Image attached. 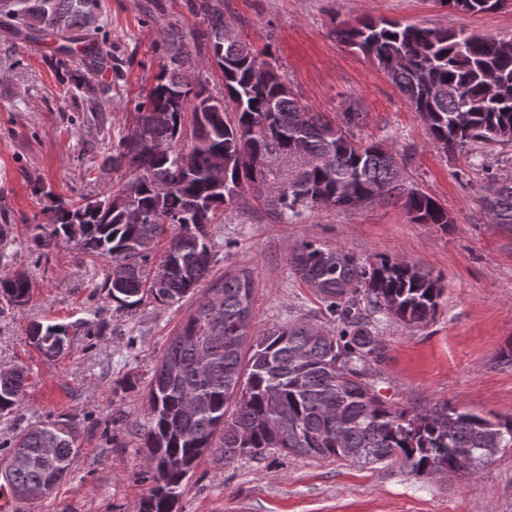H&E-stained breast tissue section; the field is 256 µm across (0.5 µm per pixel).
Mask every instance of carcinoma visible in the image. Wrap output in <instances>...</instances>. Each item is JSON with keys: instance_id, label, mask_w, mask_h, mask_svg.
<instances>
[{"instance_id": "1", "label": "carcinoma", "mask_w": 512, "mask_h": 512, "mask_svg": "<svg viewBox=\"0 0 512 512\" xmlns=\"http://www.w3.org/2000/svg\"><path fill=\"white\" fill-rule=\"evenodd\" d=\"M463 12H494L503 0H450ZM204 28L189 42L177 29L162 36L167 63L138 105V124L122 136L112 162L132 172L117 193L74 204L40 187L47 198L46 222L37 236L43 247L70 243L110 266L103 287L120 309L151 297L172 305L193 296L209 275L215 257L208 227L234 196L260 184L266 154L295 159L290 146L302 142L307 164L288 178L285 193L265 200L280 220L312 210L316 197L339 208H357L391 199L418 224L453 223L448 210L429 194L410 187L392 168L388 147L364 143L354 132L361 112L344 113L338 123L302 105L285 76L264 53L244 40L224 41L223 0H202ZM0 16L17 23L24 38L58 43L57 67L76 82L66 56L81 45L85 71L112 68V54L96 48L100 0H0ZM336 38L374 58L411 109L429 119L432 144L453 152L491 134L512 142V38H494L467 29L402 26L366 19L336 29ZM213 53L224 77V98L208 92L194 56ZM166 112L169 121L151 123ZM190 129H185L186 118ZM190 135L189 150L176 148ZM224 156V184L211 178L210 160ZM493 223L512 228V185L484 196ZM161 215L149 238L141 223ZM170 236L164 258L178 270L161 282L149 264L152 244ZM290 267L337 316L336 335L313 333L305 322L274 325L247 342L253 282L249 273L224 277L214 289L222 318L208 319V300L182 323L156 366L149 390V425L144 428V466L153 482L137 512H171L170 501L206 454L224 463L279 452L362 465L393 462L408 474L449 470L471 476L512 448V418L495 420L448 404L421 410L389 404L377 379L382 349L369 330V316L386 313L407 327L428 322L443 294L440 279L388 258L364 263L353 255L304 241L289 252ZM28 278H1L0 296L16 306L30 297ZM67 327H33L30 340L45 356L65 350ZM22 369L0 366V412L25 400ZM78 424L61 414L27 427L12 440L0 465L12 494L70 474L79 453ZM56 449L47 458L42 449Z\"/></svg>"}]
</instances>
